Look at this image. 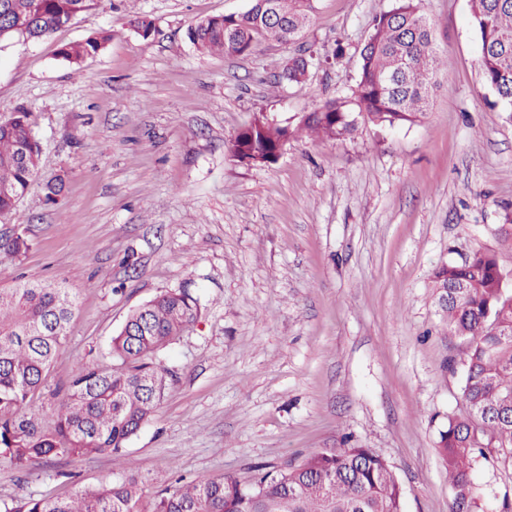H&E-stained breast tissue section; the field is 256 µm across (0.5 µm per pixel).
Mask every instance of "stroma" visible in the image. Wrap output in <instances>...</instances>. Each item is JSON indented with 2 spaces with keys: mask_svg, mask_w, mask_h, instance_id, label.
<instances>
[{
  "mask_svg": "<svg viewBox=\"0 0 512 512\" xmlns=\"http://www.w3.org/2000/svg\"><path fill=\"white\" fill-rule=\"evenodd\" d=\"M394 0H317L305 84L275 85L288 48L200 53L198 20L250 0H97L50 37L0 43V117L25 109L41 146L16 213L29 249L0 255V286L49 282L76 296L69 335L35 401L51 422L79 366L108 363L128 313L190 288L204 314L160 351L173 384L126 445L146 496L176 479L251 481L349 438L393 465L404 512H448L438 429L461 406L462 341L431 288L442 262L475 251L512 272L498 230L512 214V120L479 70L469 0H423L448 67L413 125L360 124L354 137L288 140L252 166L228 143L257 119L295 124L344 95ZM154 22L142 37L130 22ZM108 30L81 67L63 45ZM342 58H333L336 45ZM63 177L56 204L45 183ZM108 457L0 460V507L109 483ZM487 502L512 499V459L483 464Z\"/></svg>",
  "mask_w": 512,
  "mask_h": 512,
  "instance_id": "stroma-1",
  "label": "stroma"
}]
</instances>
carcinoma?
Returning a JSON list of instances; mask_svg holds the SVG:
<instances>
[{
  "label": "carcinoma",
  "instance_id": "obj_1",
  "mask_svg": "<svg viewBox=\"0 0 512 512\" xmlns=\"http://www.w3.org/2000/svg\"><path fill=\"white\" fill-rule=\"evenodd\" d=\"M94 0H0V42L50 36ZM315 0H251L239 15L198 20L188 32L201 53L248 56L266 41L294 48L278 81L306 82L313 62L299 44ZM422 0H397L375 20L361 50L358 78L344 97L303 114L294 126L257 119L230 140L231 155L263 165L285 139L312 134L345 139L359 124L412 125L428 112L437 75L448 66ZM481 43L480 70L495 105L512 119V0H470ZM112 34L60 49L79 65ZM41 148L29 114L0 118V219L12 216L39 165ZM29 248L24 231L0 236V254ZM512 274L495 255L476 251L450 259L432 276L448 331L464 340L459 354L462 408L438 431L448 470L449 512H485L473 474L488 454L512 455ZM74 297L60 285L21 281L0 288V458L29 470L52 457L119 456L157 411L173 374L157 353L194 325L202 306L187 288L167 291L134 309L112 336L107 366L78 368L45 424L30 407L43 387L74 315ZM138 479L120 480L71 497L21 499L9 512H142ZM151 512H402V488L388 459L373 448H323L248 484L230 474L199 476L159 493Z\"/></svg>",
  "mask_w": 512,
  "mask_h": 512
}]
</instances>
